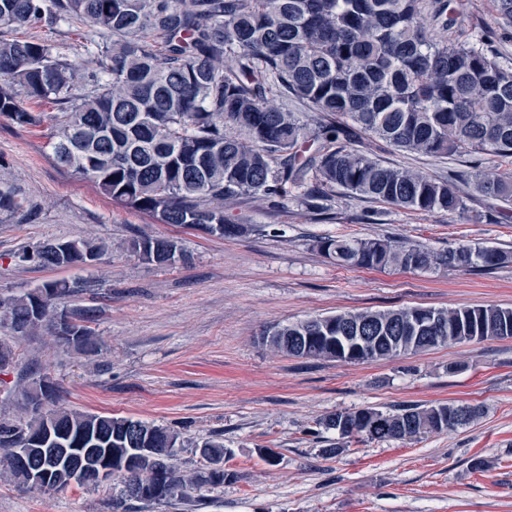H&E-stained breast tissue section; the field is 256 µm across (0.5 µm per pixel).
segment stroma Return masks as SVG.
I'll list each match as a JSON object with an SVG mask.
<instances>
[{
  "instance_id": "1",
  "label": "stroma",
  "mask_w": 512,
  "mask_h": 512,
  "mask_svg": "<svg viewBox=\"0 0 512 512\" xmlns=\"http://www.w3.org/2000/svg\"><path fill=\"white\" fill-rule=\"evenodd\" d=\"M16 34L50 41L71 60L86 58L83 26ZM483 34L501 64L512 66V29L498 27L494 0H459L449 38L474 43ZM26 107L35 124L0 115V189L19 203L0 213V296L67 280L75 293L65 304L93 311L100 348L66 353L46 329L21 344L24 360L46 368L73 406L181 430V469L198 466V442L222 434L225 467L238 475L206 491L203 503L147 512H512V338L365 363L287 357L258 341L267 324L345 311L512 307V263L492 271L368 270L336 265L317 246L324 237H381L437 250L478 243L512 251V205L463 182L461 214L400 209L339 191L323 218L293 190L282 199L243 196L225 205L243 230L220 237L159 223L60 168L50 146L57 107ZM370 151L434 176L473 166L512 174V159L484 154L419 156L381 141ZM140 236L176 241L184 256L166 265L143 259L127 248ZM78 238L103 244L93 265L53 268L18 258L44 241ZM450 400L481 406L483 414L451 433L354 441L338 456L324 453L319 423L328 414ZM476 459L482 469L473 468ZM112 496L105 485L43 494L0 478V512H112Z\"/></svg>"
}]
</instances>
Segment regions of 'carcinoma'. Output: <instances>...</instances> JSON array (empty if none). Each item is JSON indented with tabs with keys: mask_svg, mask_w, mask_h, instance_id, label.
Here are the masks:
<instances>
[{
	"mask_svg": "<svg viewBox=\"0 0 512 512\" xmlns=\"http://www.w3.org/2000/svg\"><path fill=\"white\" fill-rule=\"evenodd\" d=\"M429 10L448 30L446 0H0V114L31 125L37 118L22 99L57 104V165L164 224H222L226 235L238 225L224 214V203L243 195L284 197L292 187L317 211L319 201L341 189L403 209L461 214L459 178L487 198L512 203V175L474 169L439 179L350 146L366 137L431 157L512 158V68L487 48L430 33L422 22ZM69 21L97 36L88 72L47 41L6 36L18 26ZM273 92L316 116L273 104ZM311 141L316 148L301 156ZM54 244L36 247L41 265L79 267L101 253L91 241L70 240L61 258ZM319 248L340 266L366 269L489 271L512 262V251L468 243L435 251L384 238H325ZM71 293L67 283L51 281L0 297V329L21 339L49 325L74 350L91 349L93 315L69 310L64 300ZM429 315L436 317L432 335L441 337L433 344L417 331ZM270 330L261 342L276 352L365 362L418 354L462 336L512 338V308L344 312ZM306 334L317 340L305 351L283 341ZM349 336L378 340L360 353ZM6 362L16 368L20 355L0 338V365ZM21 380L22 415L0 417V471L19 485L29 486L37 471L46 491L100 486L70 482L75 469L89 465L77 448L118 470L112 512H132L135 502L146 509L188 501L237 478L224 469L227 449L218 437L198 445L203 467L183 474L173 464L183 445L179 432L68 406L36 366L24 367ZM480 415V407L467 404H406L335 412L319 426L338 435L324 449L335 456L354 439L413 440L462 429Z\"/></svg>",
	"mask_w": 512,
	"mask_h": 512,
	"instance_id": "1",
	"label": "carcinoma"
}]
</instances>
